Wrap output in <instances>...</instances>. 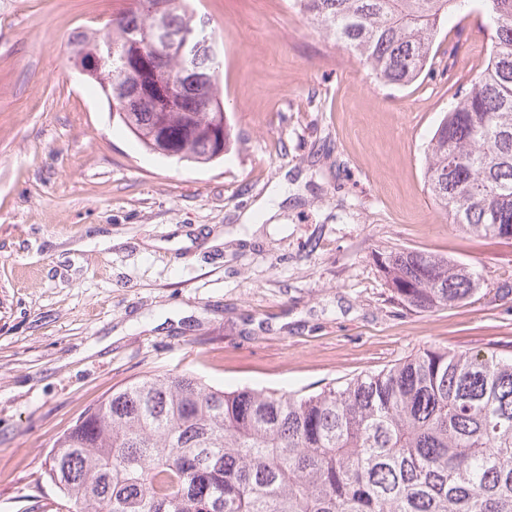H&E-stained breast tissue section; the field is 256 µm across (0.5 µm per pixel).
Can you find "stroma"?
Returning <instances> with one entry per match:
<instances>
[{"label": "stroma", "mask_w": 512, "mask_h": 512, "mask_svg": "<svg viewBox=\"0 0 512 512\" xmlns=\"http://www.w3.org/2000/svg\"><path fill=\"white\" fill-rule=\"evenodd\" d=\"M129 4L0 0V512H67L53 440L146 374L294 392L430 347L512 356V239L449 223L424 179L486 65L480 11L450 15L431 71L397 86L291 0H193L231 135L195 164L143 148L68 61L74 34ZM390 249L462 262L481 287L404 310Z\"/></svg>", "instance_id": "stroma-1"}]
</instances>
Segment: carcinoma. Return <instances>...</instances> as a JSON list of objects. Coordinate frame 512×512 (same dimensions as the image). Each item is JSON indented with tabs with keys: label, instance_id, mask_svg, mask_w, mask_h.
<instances>
[{
	"label": "carcinoma",
	"instance_id": "obj_1",
	"mask_svg": "<svg viewBox=\"0 0 512 512\" xmlns=\"http://www.w3.org/2000/svg\"><path fill=\"white\" fill-rule=\"evenodd\" d=\"M309 24L359 57L378 81L405 86L431 65L448 15L481 8L486 67L444 113L425 150V183L448 222L512 238V0H293ZM190 0H131L102 32L112 44L89 81L110 97L126 70L159 55L144 80L181 79L182 56L152 40L156 22L211 38ZM131 29L145 37L127 45ZM214 106L180 84L165 113L180 159L210 163L199 134ZM153 100L143 124L152 134ZM380 270L399 302L431 311L463 301L481 276L442 255L391 249ZM48 474L68 512H512V357L426 349L336 388L226 392L190 374H149L89 409L52 445Z\"/></svg>",
	"mask_w": 512,
	"mask_h": 512
}]
</instances>
